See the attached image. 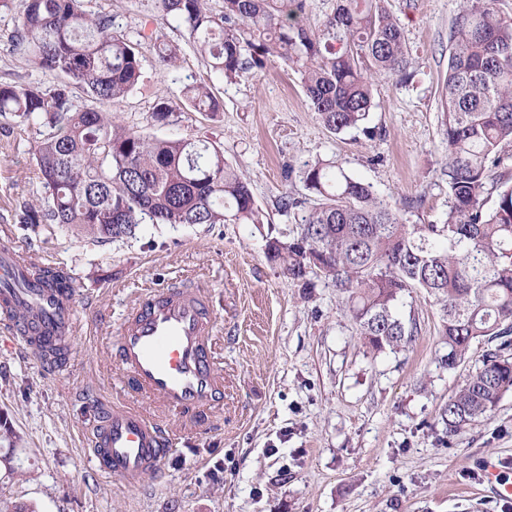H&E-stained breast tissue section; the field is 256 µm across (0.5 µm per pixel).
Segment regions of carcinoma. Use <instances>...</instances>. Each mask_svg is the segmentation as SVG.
I'll return each mask as SVG.
<instances>
[{
	"mask_svg": "<svg viewBox=\"0 0 512 512\" xmlns=\"http://www.w3.org/2000/svg\"><path fill=\"white\" fill-rule=\"evenodd\" d=\"M159 27L146 39L172 64L179 47L163 29L187 32L213 79L233 83L271 58L299 74L313 111L332 132L367 130L374 86L407 78L410 59L401 27L383 0H336L325 19H304L306 0H152ZM12 51L52 73L43 88L0 82V130L45 128L36 141L41 200L22 203L17 224H54L105 242L141 224H263L249 184L206 139L159 138L126 127L107 106L142 77L139 43L118 31L112 14L84 0H23ZM213 79L184 87L199 112L223 101ZM85 104L76 108L77 97ZM443 174L448 213L442 224H411L406 210L379 199L372 186L336 161L306 165V188L320 198L291 243L266 239L270 259L293 280L317 268L342 293L364 344L374 353L411 343L413 315L395 312L400 298L423 290L441 304V335L450 367L471 347L501 340L448 399V435L490 415L512 391V184L495 174L512 147V19L496 0H460L448 31L443 101ZM176 105L159 100L152 119L168 125ZM492 207H486L489 200Z\"/></svg>",
	"mask_w": 512,
	"mask_h": 512,
	"instance_id": "carcinoma-1",
	"label": "carcinoma"
}]
</instances>
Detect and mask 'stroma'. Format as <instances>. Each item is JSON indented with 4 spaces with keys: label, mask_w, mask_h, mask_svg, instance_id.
<instances>
[{
    "label": "stroma",
    "mask_w": 512,
    "mask_h": 512,
    "mask_svg": "<svg viewBox=\"0 0 512 512\" xmlns=\"http://www.w3.org/2000/svg\"><path fill=\"white\" fill-rule=\"evenodd\" d=\"M459 0H384L411 54L412 79L379 83L367 132L324 127L299 76L279 59L236 83L216 82L217 116L183 105L182 91L207 70L184 31H168L180 47L163 66L142 41L143 76L108 110L122 124L162 137L216 141L249 184L266 224H143L134 237L96 242L53 225L12 220L22 201L39 198L32 151L39 133H0V248L21 246L39 266L67 273L77 290L82 325L67 368L53 371L0 330V512H512L479 468L497 460L512 478V392L496 411L456 436L440 409L484 353L473 346L455 367L441 313L425 292L404 296L401 315L418 333L400 351L370 352L343 294L319 271L288 278L270 260L267 236L289 243L318 202L304 184L307 164L335 159L417 224L443 223L448 183L440 98L448 69V31ZM109 12L129 38L154 28L151 0H85ZM22 9L0 11V81L48 87L54 75L11 51ZM178 103L173 124L157 127L155 103ZM299 207L278 208L282 195ZM180 281L209 292L217 327L211 339L224 376V401L203 426L169 414L175 446L160 473L139 487L95 475L88 437L92 398L131 400L115 354L123 315L142 295Z\"/></svg>",
    "instance_id": "stroma-1"
}]
</instances>
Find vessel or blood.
<instances>
[{
	"mask_svg": "<svg viewBox=\"0 0 512 512\" xmlns=\"http://www.w3.org/2000/svg\"><path fill=\"white\" fill-rule=\"evenodd\" d=\"M20 251L0 250V311L13 334L46 365L66 361L79 322L74 289L54 283L17 287L31 269ZM214 310L200 289L172 283L143 296L126 313L118 336V360L134 392L184 414L224 397V378L207 346ZM89 438L96 471L137 485L163 466L173 439L147 410L99 399Z\"/></svg>",
	"mask_w": 512,
	"mask_h": 512,
	"instance_id": "vessel-or-blood-1",
	"label": "vessel or blood"
}]
</instances>
